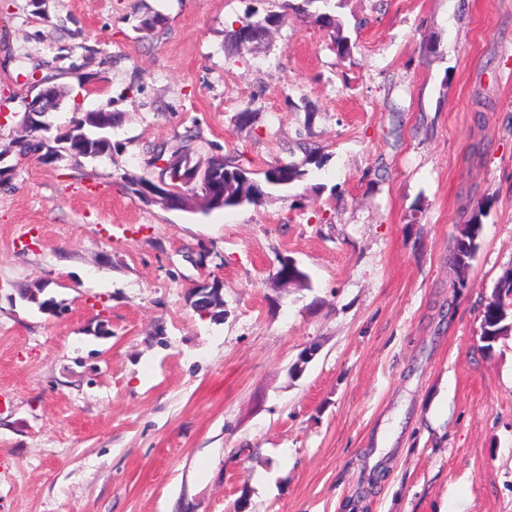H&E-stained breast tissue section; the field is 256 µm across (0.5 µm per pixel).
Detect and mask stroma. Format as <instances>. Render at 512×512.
<instances>
[{"label":"stroma","instance_id":"1","mask_svg":"<svg viewBox=\"0 0 512 512\" xmlns=\"http://www.w3.org/2000/svg\"><path fill=\"white\" fill-rule=\"evenodd\" d=\"M254 9L278 25L231 49ZM46 10L0 0V150L37 74L69 90L52 126L116 123L98 158L4 160L0 512H512V334L481 340L512 270V0H330L345 57L282 0ZM193 133L256 175L321 162L255 205L128 193ZM283 257L308 287L275 284ZM206 281L222 320L191 305ZM485 216L483 206L473 209L469 218L457 228L453 239V263L459 284L468 280L478 250L482 234V217Z\"/></svg>","mask_w":512,"mask_h":512}]
</instances>
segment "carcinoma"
I'll use <instances>...</instances> for the list:
<instances>
[{
  "instance_id": "cac0c4a2",
  "label": "carcinoma",
  "mask_w": 512,
  "mask_h": 512,
  "mask_svg": "<svg viewBox=\"0 0 512 512\" xmlns=\"http://www.w3.org/2000/svg\"><path fill=\"white\" fill-rule=\"evenodd\" d=\"M315 21L323 28L334 30L333 40L339 54L346 55L350 51L349 38L343 35L340 21L328 13H315ZM41 91L48 100L40 107L57 109L60 102L67 96V88L57 83V75L50 74L41 79ZM115 121L114 113L86 112L72 121L66 129L51 132V126L40 122V127L25 136L17 137L12 145L14 153L20 158L34 157L43 164L57 162L58 156L67 154L72 158L99 157L112 151V142L107 136ZM190 150L184 148L165 156V148L156 149L155 160L163 161L166 167L160 169V175L172 179L185 174L184 162L189 159ZM318 163L313 154H308L304 161L281 162L269 167L264 172V180L257 181L249 177V171L241 165L226 160L222 156H210L205 161H196L193 169L197 176L209 178L224 192V202L214 201L205 205L208 210L221 209L244 204H256L266 195V189L277 188L287 190L298 185L307 175L305 166ZM485 216L483 206L473 209L469 218L457 228L453 239V263L458 283L469 278L478 250L482 234V217ZM484 340L493 342L501 336L512 332V299L497 295V301L491 300L484 304L483 309Z\"/></svg>"
}]
</instances>
